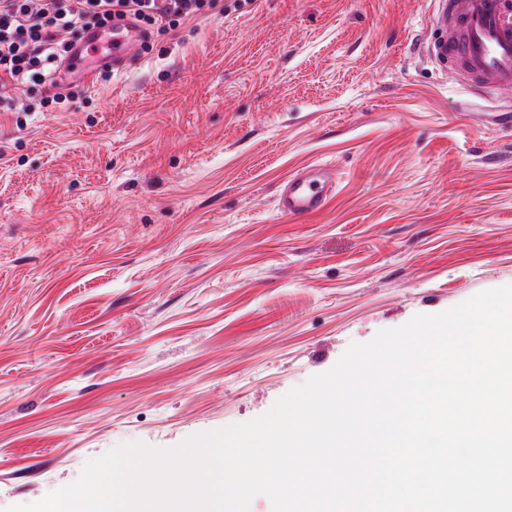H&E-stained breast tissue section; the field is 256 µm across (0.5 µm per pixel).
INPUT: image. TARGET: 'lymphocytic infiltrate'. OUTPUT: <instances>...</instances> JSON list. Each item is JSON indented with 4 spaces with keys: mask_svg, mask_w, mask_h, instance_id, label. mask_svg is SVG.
<instances>
[{
    "mask_svg": "<svg viewBox=\"0 0 512 512\" xmlns=\"http://www.w3.org/2000/svg\"><path fill=\"white\" fill-rule=\"evenodd\" d=\"M219 0H0V112H30L75 103L73 83L55 75L75 40L92 29L132 21L170 32ZM38 104L24 102L33 87Z\"/></svg>",
    "mask_w": 512,
    "mask_h": 512,
    "instance_id": "obj_1",
    "label": "lymphocytic infiltrate"
}]
</instances>
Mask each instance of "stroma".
Masks as SVG:
<instances>
[{"mask_svg": "<svg viewBox=\"0 0 512 512\" xmlns=\"http://www.w3.org/2000/svg\"><path fill=\"white\" fill-rule=\"evenodd\" d=\"M220 8L80 109L0 112V512L512 284V90L436 67L432 0ZM322 162L325 210L283 219L281 184Z\"/></svg>", "mask_w": 512, "mask_h": 512, "instance_id": "1", "label": "stroma"}]
</instances>
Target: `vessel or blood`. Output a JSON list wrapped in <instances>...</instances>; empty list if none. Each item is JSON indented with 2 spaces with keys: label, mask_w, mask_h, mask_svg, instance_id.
<instances>
[{
  "label": "vessel or blood",
  "mask_w": 512,
  "mask_h": 512,
  "mask_svg": "<svg viewBox=\"0 0 512 512\" xmlns=\"http://www.w3.org/2000/svg\"><path fill=\"white\" fill-rule=\"evenodd\" d=\"M429 23L435 35L427 54L443 72L464 80L478 93L512 87V0H434ZM141 39V31L130 25L108 35L85 34L63 69L93 85L102 62L124 69ZM335 188L334 169L308 166L281 186L277 209L287 218L313 216L324 209Z\"/></svg>",
  "instance_id": "vessel-or-blood-1"
}]
</instances>
